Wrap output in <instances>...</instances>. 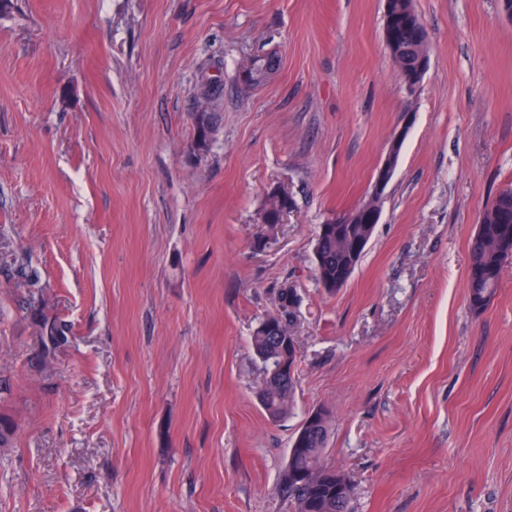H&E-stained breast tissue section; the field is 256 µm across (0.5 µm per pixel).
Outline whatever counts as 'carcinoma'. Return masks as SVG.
<instances>
[{"instance_id": "obj_1", "label": "carcinoma", "mask_w": 512, "mask_h": 512, "mask_svg": "<svg viewBox=\"0 0 512 512\" xmlns=\"http://www.w3.org/2000/svg\"><path fill=\"white\" fill-rule=\"evenodd\" d=\"M409 20L399 31L402 51L393 58L397 69L409 74L416 71L421 45L414 37L415 26L422 25L413 0H389L386 24ZM266 55L247 60L251 86L267 79ZM196 114L198 138L207 145L214 129L212 97L199 101ZM294 206L290 196L281 197L272 190L266 195L262 209L263 223L275 230L278 215ZM375 230L373 224H363L357 210L342 212L332 222L321 224L316 232L314 247L316 277L325 290L333 293L350 279ZM512 256V190L498 193L481 214L480 224L470 243L468 275L469 303L473 310L488 307L494 299L503 261ZM277 306L253 331L251 347L255 355L274 365L295 360L298 346L291 344L289 335L299 301L297 289L283 283L276 291ZM296 392L295 373L277 374L263 379L257 397L267 416L276 421L287 417L293 409ZM332 422L331 411L320 406L309 412L291 444L292 453L284 469L279 490L295 505L296 512H351L352 487L346 474L326 463Z\"/></svg>"}]
</instances>
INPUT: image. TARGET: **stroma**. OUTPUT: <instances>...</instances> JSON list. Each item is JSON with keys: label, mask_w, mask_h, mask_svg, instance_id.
I'll list each match as a JSON object with an SVG mask.
<instances>
[{"label": "stroma", "mask_w": 512, "mask_h": 512, "mask_svg": "<svg viewBox=\"0 0 512 512\" xmlns=\"http://www.w3.org/2000/svg\"><path fill=\"white\" fill-rule=\"evenodd\" d=\"M429 68L407 90L386 0H12L0 14V512H294L306 415L353 512H512V258L468 299L469 246L512 188V20L413 0ZM277 60L247 87L255 55ZM215 101L200 146L195 114ZM347 284L315 232L371 193ZM295 201L275 231L271 188ZM300 300L295 408L269 420L253 329ZM59 340H50L47 328Z\"/></svg>", "instance_id": "35a3bbf8"}]
</instances>
